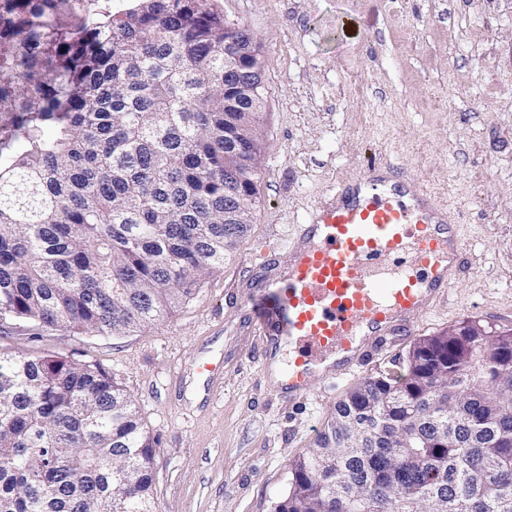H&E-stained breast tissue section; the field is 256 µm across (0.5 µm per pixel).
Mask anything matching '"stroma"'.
<instances>
[{"instance_id": "35a3bbf8", "label": "stroma", "mask_w": 512, "mask_h": 512, "mask_svg": "<svg viewBox=\"0 0 512 512\" xmlns=\"http://www.w3.org/2000/svg\"><path fill=\"white\" fill-rule=\"evenodd\" d=\"M245 24L265 64L261 178L252 230L223 270L165 322L133 336L14 334L0 345L99 365L159 439L157 512H272L288 461L337 399L399 373L412 337L466 319L512 329V0H212ZM429 187L460 224L468 271L360 373L313 376L275 395L249 300L288 260V240L369 158ZM217 363L216 374L202 364Z\"/></svg>"}]
</instances>
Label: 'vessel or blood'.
<instances>
[{
    "label": "vessel or blood",
    "instance_id": "vessel-or-blood-1",
    "mask_svg": "<svg viewBox=\"0 0 512 512\" xmlns=\"http://www.w3.org/2000/svg\"><path fill=\"white\" fill-rule=\"evenodd\" d=\"M465 264L459 226L431 191L368 161L309 210L287 265L250 303L258 335L297 349L273 389L299 399L312 375L332 381L361 368L410 333Z\"/></svg>",
    "mask_w": 512,
    "mask_h": 512
}]
</instances>
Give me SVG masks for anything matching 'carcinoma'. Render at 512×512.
I'll list each match as a JSON object with an SVG mask.
<instances>
[{
  "label": "carcinoma",
  "mask_w": 512,
  "mask_h": 512,
  "mask_svg": "<svg viewBox=\"0 0 512 512\" xmlns=\"http://www.w3.org/2000/svg\"><path fill=\"white\" fill-rule=\"evenodd\" d=\"M209 0H0V330L165 321L251 231L261 113ZM448 403V416L436 405ZM158 440L97 365L0 348V512H156ZM273 512H512V330L416 339L336 401Z\"/></svg>",
  "instance_id": "carcinoma-1"
}]
</instances>
